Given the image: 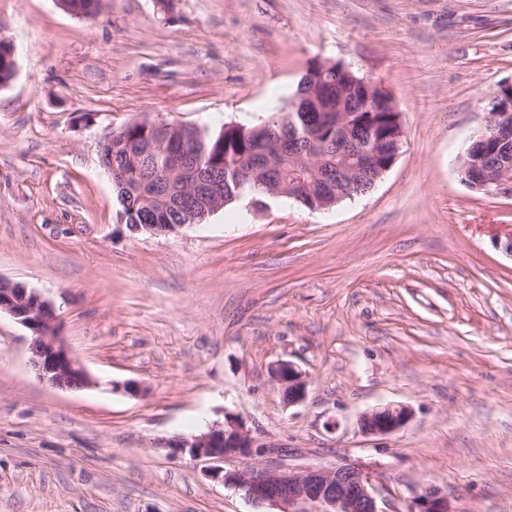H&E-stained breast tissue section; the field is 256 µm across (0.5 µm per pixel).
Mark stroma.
Listing matches in <instances>:
<instances>
[{
  "label": "stroma",
  "instance_id": "35a3bbf8",
  "mask_svg": "<svg viewBox=\"0 0 512 512\" xmlns=\"http://www.w3.org/2000/svg\"><path fill=\"white\" fill-rule=\"evenodd\" d=\"M0 278L55 305L96 386L62 391L0 315V512H255L163 444L243 421L260 464L362 462L392 512L431 487L455 512H512V199L458 157L512 81V0H0ZM378 81L394 165L325 210L243 198L173 234H134L99 162L136 121L213 130L284 110L307 70ZM280 360L306 376L288 404ZM140 381L132 397L117 384ZM404 405L385 436L362 413ZM411 419V411L401 405H384L364 413L359 421L362 433L366 435H389Z\"/></svg>",
  "mask_w": 512,
  "mask_h": 512
}]
</instances>
